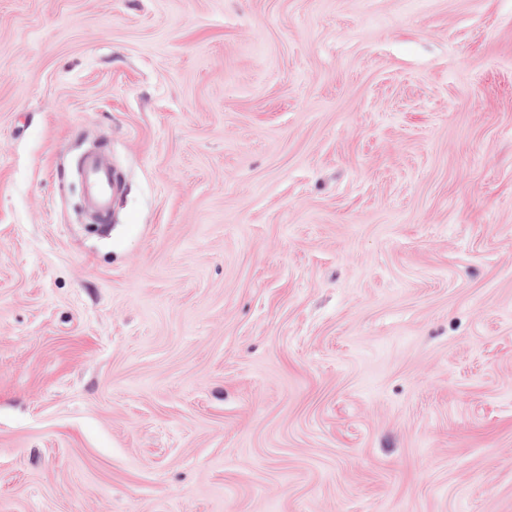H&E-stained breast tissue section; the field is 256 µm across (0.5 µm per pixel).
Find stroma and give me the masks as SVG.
Masks as SVG:
<instances>
[{
	"label": "stroma",
	"instance_id": "35a3bbf8",
	"mask_svg": "<svg viewBox=\"0 0 512 512\" xmlns=\"http://www.w3.org/2000/svg\"><path fill=\"white\" fill-rule=\"evenodd\" d=\"M0 512H512V0H0ZM77 172L83 180L86 204L96 215L98 224H111L112 199L119 190L116 173L104 163L97 151L80 157Z\"/></svg>",
	"mask_w": 512,
	"mask_h": 512
}]
</instances>
